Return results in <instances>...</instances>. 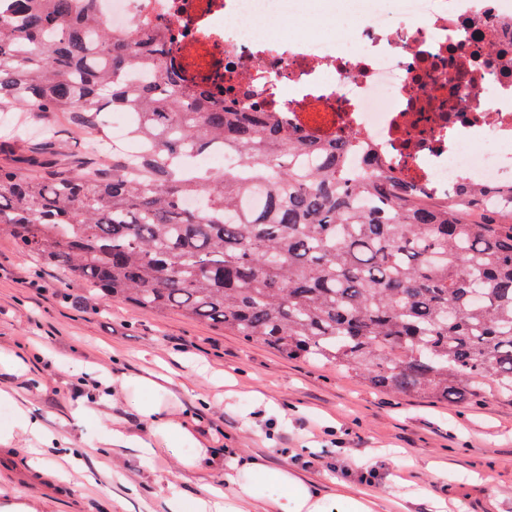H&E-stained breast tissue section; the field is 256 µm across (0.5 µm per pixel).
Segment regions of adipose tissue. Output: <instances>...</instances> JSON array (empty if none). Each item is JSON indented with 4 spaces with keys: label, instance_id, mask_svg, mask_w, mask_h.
Listing matches in <instances>:
<instances>
[{
    "label": "adipose tissue",
    "instance_id": "obj_1",
    "mask_svg": "<svg viewBox=\"0 0 512 512\" xmlns=\"http://www.w3.org/2000/svg\"><path fill=\"white\" fill-rule=\"evenodd\" d=\"M137 412L151 422V434L142 436L115 428L107 432L106 443L148 452L155 436L188 435L149 398L138 405ZM353 475L352 467H344L342 479L329 489L305 480L296 469L272 468L265 456L234 457L224 465L223 488L189 503L181 496H171L168 507L170 512H388L395 506L401 512H413V498L400 493L398 485L371 480L360 489L353 484Z\"/></svg>",
    "mask_w": 512,
    "mask_h": 512
}]
</instances>
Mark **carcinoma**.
<instances>
[{
  "label": "carcinoma",
  "mask_w": 512,
  "mask_h": 512,
  "mask_svg": "<svg viewBox=\"0 0 512 512\" xmlns=\"http://www.w3.org/2000/svg\"><path fill=\"white\" fill-rule=\"evenodd\" d=\"M156 34L105 28L97 0H0V112H67L106 140L101 112H131L125 152L84 149L85 173L0 168V231L109 300L177 311L322 362L394 395L512 398V204L470 189L423 200L373 164L347 177L348 139L243 112L165 71ZM230 149L245 172L204 173ZM263 190L260 210L243 201ZM201 197L197 209L187 197Z\"/></svg>",
  "instance_id": "carcinoma-1"
}]
</instances>
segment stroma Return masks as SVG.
I'll use <instances>...</instances> for the list:
<instances>
[{
	"label": "stroma",
	"mask_w": 512,
	"mask_h": 512,
	"mask_svg": "<svg viewBox=\"0 0 512 512\" xmlns=\"http://www.w3.org/2000/svg\"><path fill=\"white\" fill-rule=\"evenodd\" d=\"M44 137L43 174L81 155L85 133L63 119ZM170 369L165 413L187 440L157 437L144 455L105 446L119 425L150 430L137 412L145 399L133 379ZM0 512H168L178 491L191 498L224 478L223 459L184 467L198 447L238 457L261 454L273 467L334 481L344 458L381 472L390 460L406 491L459 501L465 512H512V402L486 391L480 404H443L380 392L350 373L287 360L261 344L179 312L156 315L104 301L79 280L23 252L0 233ZM87 413L73 422L71 411ZM43 434L16 426L18 408ZM320 456L308 464L309 454ZM442 463L441 476L425 465ZM492 486H485V478Z\"/></svg>",
	"instance_id": "stroma-1"
}]
</instances>
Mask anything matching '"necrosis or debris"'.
Instances as JSON below:
<instances>
[{
	"label": "necrosis or debris",
	"mask_w": 512,
	"mask_h": 512,
	"mask_svg": "<svg viewBox=\"0 0 512 512\" xmlns=\"http://www.w3.org/2000/svg\"><path fill=\"white\" fill-rule=\"evenodd\" d=\"M98 12L128 37L179 34L167 68L225 74L241 110L350 139L346 172L374 159L419 196L449 201L468 184L512 197V0H99ZM272 13L287 37L258 32Z\"/></svg>",
	"instance_id": "1"
}]
</instances>
